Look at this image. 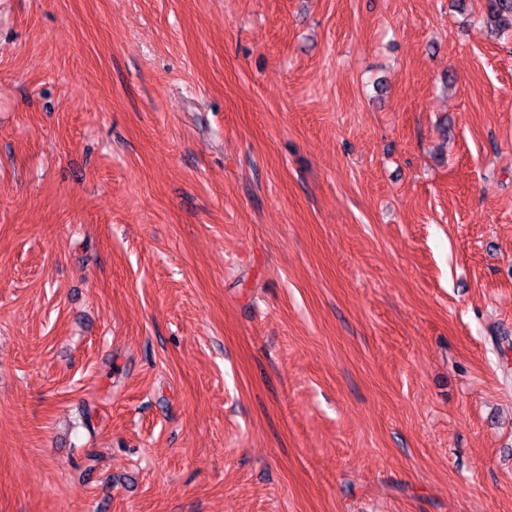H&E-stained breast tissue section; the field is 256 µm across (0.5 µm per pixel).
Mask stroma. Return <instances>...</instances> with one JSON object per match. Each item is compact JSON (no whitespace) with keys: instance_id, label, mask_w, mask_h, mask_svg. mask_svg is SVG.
Here are the masks:
<instances>
[{"instance_id":"stroma-1","label":"stroma","mask_w":512,"mask_h":512,"mask_svg":"<svg viewBox=\"0 0 512 512\" xmlns=\"http://www.w3.org/2000/svg\"><path fill=\"white\" fill-rule=\"evenodd\" d=\"M485 12L0 0V512H512Z\"/></svg>"}]
</instances>
